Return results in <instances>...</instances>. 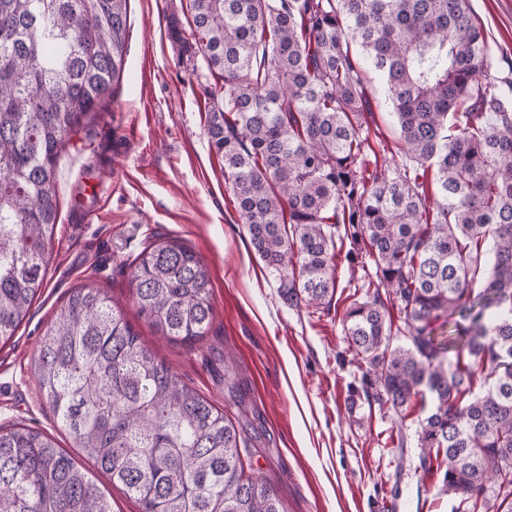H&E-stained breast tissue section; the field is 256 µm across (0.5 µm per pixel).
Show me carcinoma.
Listing matches in <instances>:
<instances>
[{"mask_svg": "<svg viewBox=\"0 0 512 512\" xmlns=\"http://www.w3.org/2000/svg\"><path fill=\"white\" fill-rule=\"evenodd\" d=\"M128 2L0 0V342L44 286L60 158L123 77ZM190 2L191 38L170 35L200 63L209 144L283 300L330 309L349 244L368 277L342 317L361 371L351 404H420V466L442 457L455 512H512V77L490 64L471 0ZM359 51L407 164L379 163ZM131 288L163 335L207 336L211 279L189 247L153 241ZM37 376L60 428L141 512H287L244 475L237 427L100 289H72ZM0 512L112 506L52 436L16 425L0 429Z\"/></svg>", "mask_w": 512, "mask_h": 512, "instance_id": "carcinoma-1", "label": "carcinoma"}]
</instances>
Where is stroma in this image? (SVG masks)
I'll return each instance as SVG.
<instances>
[{"label": "stroma", "mask_w": 512, "mask_h": 512, "mask_svg": "<svg viewBox=\"0 0 512 512\" xmlns=\"http://www.w3.org/2000/svg\"><path fill=\"white\" fill-rule=\"evenodd\" d=\"M471 5L495 70L506 72L512 0ZM128 11L125 71L111 107L90 133L74 136L59 163L46 286L0 343V427L51 434L112 512H139L60 430L35 371L45 327L87 284L119 300L142 340L242 429L246 475L271 483L288 512H453L443 468L419 465L416 415L349 412L361 373L344 336V294L327 313L290 307L253 249L205 134L208 103L169 36L173 20L189 32V0H129ZM159 234L190 246L209 270L214 313L201 341H171L137 314L131 263Z\"/></svg>", "instance_id": "stroma-1"}]
</instances>
